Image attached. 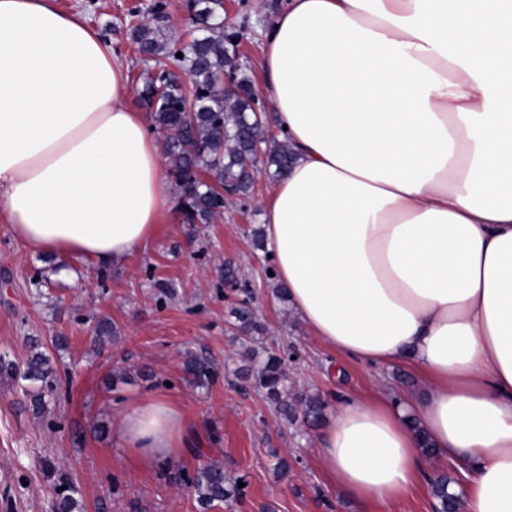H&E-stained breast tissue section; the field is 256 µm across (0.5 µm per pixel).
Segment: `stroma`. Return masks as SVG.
Returning <instances> with one entry per match:
<instances>
[{
    "label": "stroma",
    "instance_id": "stroma-1",
    "mask_svg": "<svg viewBox=\"0 0 512 512\" xmlns=\"http://www.w3.org/2000/svg\"><path fill=\"white\" fill-rule=\"evenodd\" d=\"M55 4L80 13L111 44L129 79L148 70L131 39L133 27L147 20L134 13L138 0ZM285 5L224 0V24L238 35L239 72L258 91L271 135L275 113L262 93L261 32ZM272 182L256 172L251 197L228 199L223 217L210 224L183 223L179 210H172L125 263L74 258L64 277L57 257L26 253L0 223V356L20 366L31 351L42 352L57 377L38 409L26 394L27 381L0 376V512H55L53 466L71 477L83 512H198L188 480L211 463L248 480L244 498L213 512H356L318 463L315 429L284 420L238 376L255 343L234 325L237 298L225 292V263L252 286V306L269 341L295 347L299 358L286 370L290 392L321 395L330 414L343 397L417 393L422 382L408 365L370 366L327 348L273 293L271 262L253 237ZM101 319L112 323L114 333L97 344L94 326ZM189 354L218 364L221 376L210 389L184 381ZM156 393L181 406L194 438L182 458L142 469L117 443L114 415ZM278 455L288 460L283 478L273 473Z\"/></svg>",
    "mask_w": 512,
    "mask_h": 512
}]
</instances>
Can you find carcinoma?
I'll use <instances>...</instances> for the list:
<instances>
[{
  "label": "carcinoma",
  "mask_w": 512,
  "mask_h": 512,
  "mask_svg": "<svg viewBox=\"0 0 512 512\" xmlns=\"http://www.w3.org/2000/svg\"><path fill=\"white\" fill-rule=\"evenodd\" d=\"M189 9L201 35L188 45L178 44L162 26L150 22L134 27L131 36L143 58L155 62L166 58L189 77L195 102L187 115L182 109L183 89L174 73L164 77L146 75L139 96L153 123L166 133L169 175L178 190L183 223L210 224L224 213L226 202L216 187L229 189L235 197L247 196L258 167L275 178L281 177L290 168L293 155L288 143L263 136L254 114L249 79L238 78V92L224 86V72L235 67L230 43L224 36V0H189ZM178 53L182 57H176ZM233 315L239 331L261 342L266 340L267 328L251 310L250 298L238 302ZM247 356L250 365L245 378L281 414H300L309 423L321 417L324 403L319 396L293 394L285 387V364L292 358L288 350L273 344ZM183 370L184 379L198 388L208 390L219 379L214 362L207 357L187 358ZM0 374L40 384V390L29 393L36 407L42 403V390L51 391L56 383L55 371L40 352L26 360L21 372L14 363L0 358ZM59 480L56 512H79L74 483L65 473ZM189 484L206 512L244 495V488L230 480L217 463L200 468L189 478ZM455 484L446 475L430 480L439 512H460L462 492L454 489Z\"/></svg>",
  "instance_id": "carcinoma-1"
}]
</instances>
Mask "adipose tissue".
Wrapping results in <instances>:
<instances>
[{
  "instance_id": "obj_1",
  "label": "adipose tissue",
  "mask_w": 512,
  "mask_h": 512,
  "mask_svg": "<svg viewBox=\"0 0 512 512\" xmlns=\"http://www.w3.org/2000/svg\"><path fill=\"white\" fill-rule=\"evenodd\" d=\"M262 67L295 156L262 203L277 283L327 347L423 380L340 399L322 470L366 508L403 500L429 456L467 478L463 512H512V0H287ZM129 96L81 15L0 0V223L29 252L121 263L170 214ZM115 434L142 468L192 437L163 394Z\"/></svg>"
}]
</instances>
